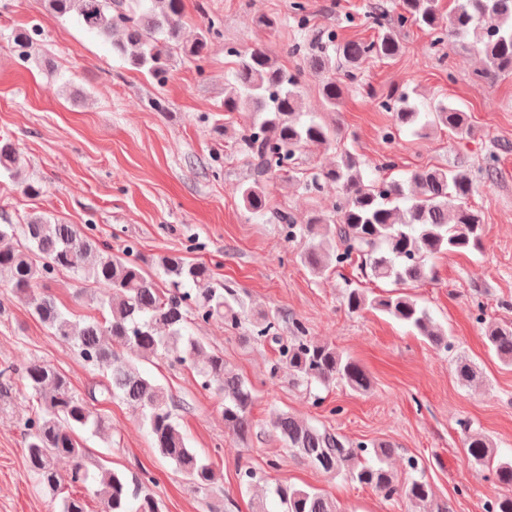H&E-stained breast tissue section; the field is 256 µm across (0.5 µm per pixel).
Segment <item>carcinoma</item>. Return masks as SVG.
<instances>
[{
    "label": "carcinoma",
    "mask_w": 512,
    "mask_h": 512,
    "mask_svg": "<svg viewBox=\"0 0 512 512\" xmlns=\"http://www.w3.org/2000/svg\"><path fill=\"white\" fill-rule=\"evenodd\" d=\"M47 2L55 17L74 15L90 32L105 37L121 33L122 38L112 41V51L159 83L167 80L178 55L202 68L211 38L220 36L223 28V19L209 14L201 4L207 23L185 36L183 0ZM291 9L297 28L309 29L306 3L294 0ZM370 18L379 28L377 37L338 42L336 34L328 31L306 57L310 69L322 75L319 94L330 110L339 106L348 90L336 81V71H344L352 82L363 64L401 56L399 29L409 22L425 31L434 45L450 38H472L473 48L485 62L481 77L512 75V0H457L446 16L439 0H399L393 15L384 0H377ZM229 52L236 57V68L224 83V111L247 109L255 114L240 136L251 178L236 193L245 209L264 217L269 213V176L290 168L304 149L331 147L336 130L313 115L305 116L298 77L265 48H231ZM381 108L393 114L397 131L435 128L459 138L471 134L468 113L443 99L433 100L422 112L409 93L400 92L388 95ZM20 162L16 144L0 139V172L10 175ZM365 166L359 156L344 149L336 153L334 165L300 180L308 193L336 187L330 215L300 224L286 209L272 213L286 241L308 239L299 261L312 275H323L331 263L349 265L362 279L385 280L400 287L432 278V261L440 254L481 250L482 217L470 203L474 183L468 173L424 167L404 179L367 181ZM156 266V274L148 272L132 247L112 252L94 238L90 227L82 229L43 215H32L22 224H0V271L10 273L14 295L25 301L30 314L55 338L73 345L86 363L110 370L105 381L82 396L73 391L64 373L49 364L32 362L21 372L25 386L41 404V410L24 422L26 466L46 491L57 492L64 481L74 488L62 498L60 512H87L86 499L75 488L89 485L103 503V512H162L161 500L148 489L155 482L148 471L130 481L96 460L81 442L85 431L108 435L109 426L96 406L115 397L140 410L158 454L174 463L197 490L206 491L217 483L216 470L187 446L176 416L177 403L157 380L140 370L141 362L170 360L193 369L202 385H213L224 395V427L243 443L252 434L253 386L228 367L223 353L188 332L192 319L239 328L244 302L238 290L225 283L212 285V269L203 261L164 254ZM63 270L80 278L84 287L78 298L94 304L101 317L75 319L42 288ZM191 284L196 289L189 288ZM345 306L351 313L367 308L381 311L429 344L446 350L453 347L451 337L429 310L407 295L371 299L356 286L347 289ZM285 323L290 333L286 339L280 333ZM252 337L277 344L279 364L298 383L309 387L338 382L357 393L371 388L368 374L354 358L330 343L310 339L298 319L260 311ZM485 339L489 353L512 366V324L489 325ZM270 423L290 451L324 473L369 487L389 500L407 499L419 506V512H450L446 505L432 508L434 493L425 475L403 484L397 481L387 465L394 452L388 444L352 443L284 411L273 412ZM458 426L466 453L499 486L485 501L484 512H512V461L496 459L491 439L474 431L469 421L461 420ZM62 460L70 462L65 475L58 468ZM274 494L282 512H337L334 502L312 487L284 483L275 487Z\"/></svg>",
    "instance_id": "1"
}]
</instances>
